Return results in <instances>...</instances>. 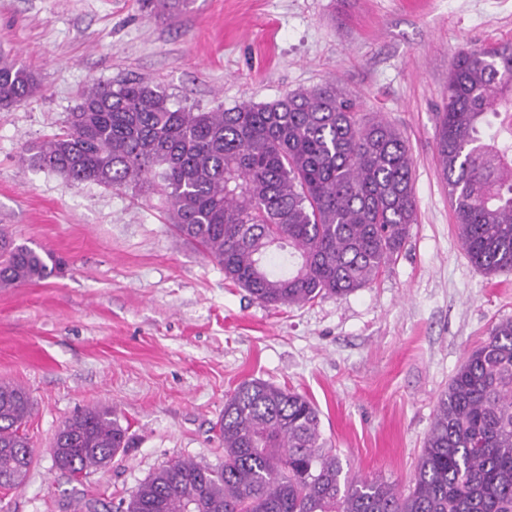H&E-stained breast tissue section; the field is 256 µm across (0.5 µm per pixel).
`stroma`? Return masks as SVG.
Here are the masks:
<instances>
[{
	"label": "stroma",
	"mask_w": 512,
	"mask_h": 512,
	"mask_svg": "<svg viewBox=\"0 0 512 512\" xmlns=\"http://www.w3.org/2000/svg\"><path fill=\"white\" fill-rule=\"evenodd\" d=\"M512 42V0H0V57L36 72L0 111V226L62 258L61 273L0 286V383L29 392L34 448L0 512H114L172 460L218 465L214 424L260 378L307 396L344 470L408 490L437 400L491 326L512 319V275L464 251L435 141L459 46ZM143 79L172 108L263 103L336 81L413 158L417 221L375 281L295 307L254 300L180 239L160 195L68 184L23 163L94 83ZM112 406L134 438L69 480L52 458L78 410Z\"/></svg>",
	"instance_id": "1"
}]
</instances>
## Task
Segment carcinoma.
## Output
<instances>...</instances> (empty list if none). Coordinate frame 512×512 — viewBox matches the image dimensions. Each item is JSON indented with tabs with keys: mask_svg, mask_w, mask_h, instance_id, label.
<instances>
[{
	"mask_svg": "<svg viewBox=\"0 0 512 512\" xmlns=\"http://www.w3.org/2000/svg\"><path fill=\"white\" fill-rule=\"evenodd\" d=\"M40 91L34 72L0 58V110ZM437 147L462 245L489 275L512 273V42L459 48ZM22 161L72 184L151 189L169 223L272 306L346 296L378 277L416 223L413 159L381 118L366 121L333 81L265 103L171 109L133 79L84 88L65 129ZM61 260L0 229V286L46 280ZM32 404L0 384V489L33 462ZM224 462L155 470L125 512H512V319L494 324L438 399L412 488L342 475L317 407L260 379L243 381L216 422ZM74 481L130 445L109 405L86 408L54 437Z\"/></svg>",
	"mask_w": 512,
	"mask_h": 512,
	"instance_id": "cac0c4a2",
	"label": "carcinoma"
}]
</instances>
